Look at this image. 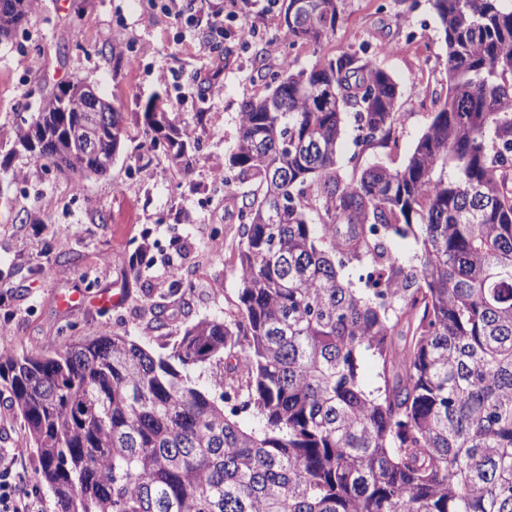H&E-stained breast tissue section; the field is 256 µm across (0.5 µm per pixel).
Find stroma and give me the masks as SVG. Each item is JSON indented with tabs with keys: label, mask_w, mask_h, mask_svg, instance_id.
<instances>
[{
	"label": "stroma",
	"mask_w": 512,
	"mask_h": 512,
	"mask_svg": "<svg viewBox=\"0 0 512 512\" xmlns=\"http://www.w3.org/2000/svg\"><path fill=\"white\" fill-rule=\"evenodd\" d=\"M39 0L27 24L0 42V348L41 352L107 330L159 352L172 333L237 310L239 202L215 180L238 137L246 99L264 95L283 58L296 66L366 49L402 87V122L388 147L364 149L348 130L337 153L345 174L404 164L448 91L446 54L428 0H342L334 32L289 46L280 7L253 0L211 31L213 0ZM80 78L122 112L128 137L109 171L72 178L13 153L15 128L45 97ZM187 118L199 142L191 170L163 145L147 149L143 112L151 99ZM153 262L141 267L143 239ZM141 277H134V269ZM192 282L186 306L170 305L152 328L146 288ZM82 293L64 308L59 296ZM0 450L18 454L16 476L53 512L38 463L7 395H0Z\"/></svg>",
	"instance_id": "1"
}]
</instances>
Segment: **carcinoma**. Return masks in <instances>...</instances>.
Instances as JSON below:
<instances>
[{
    "instance_id": "obj_1",
    "label": "carcinoma",
    "mask_w": 512,
    "mask_h": 512,
    "mask_svg": "<svg viewBox=\"0 0 512 512\" xmlns=\"http://www.w3.org/2000/svg\"><path fill=\"white\" fill-rule=\"evenodd\" d=\"M428 2L448 92L402 167H337L348 121L369 149L401 125L400 86L364 50L284 62L244 101L224 165V187L249 186L233 318L185 325L167 353L106 332L0 353L55 512H512V0ZM36 3L0 0V38ZM307 3L283 22L291 47L339 22V0ZM57 99L14 145L78 189L127 130L93 100L106 127L86 161ZM144 121L190 168L189 124L155 102ZM397 237L420 253L393 252ZM202 366L208 385L191 375ZM231 390L259 427L225 411Z\"/></svg>"
}]
</instances>
